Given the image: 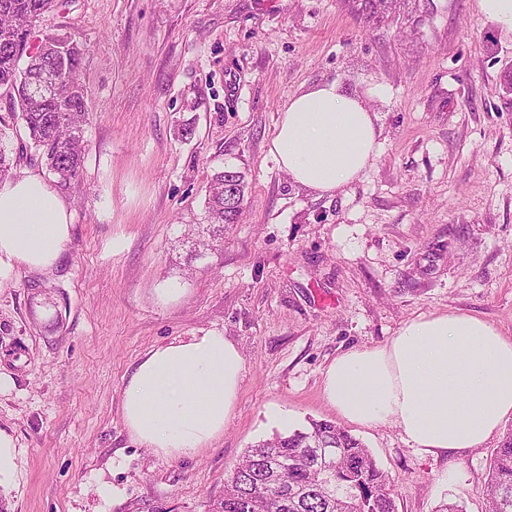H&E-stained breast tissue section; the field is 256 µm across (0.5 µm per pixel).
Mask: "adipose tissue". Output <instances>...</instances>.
<instances>
[{"label":"adipose tissue","mask_w":512,"mask_h":512,"mask_svg":"<svg viewBox=\"0 0 512 512\" xmlns=\"http://www.w3.org/2000/svg\"><path fill=\"white\" fill-rule=\"evenodd\" d=\"M366 98L325 82L288 101L268 154L295 186L336 195L375 158ZM70 240L68 205L42 174L0 182V274L53 272ZM243 370L240 349L217 330L154 347L122 390L129 435L163 458L197 455L223 435ZM323 393L349 422L397 425L421 454L475 448L512 417V338L470 314L420 315L384 344L337 356Z\"/></svg>","instance_id":"obj_1"}]
</instances>
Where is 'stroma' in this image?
I'll list each match as a JSON object with an SVG mask.
<instances>
[{"instance_id":"1","label":"stroma","mask_w":512,"mask_h":512,"mask_svg":"<svg viewBox=\"0 0 512 512\" xmlns=\"http://www.w3.org/2000/svg\"><path fill=\"white\" fill-rule=\"evenodd\" d=\"M372 30L343 0H64L31 44L81 51L86 154L66 192L71 241L50 274L0 277V429L17 447L5 512H208L246 448L310 420L339 421L323 374L421 314L468 313L512 337V33L476 0H411ZM371 100L377 157L333 197L296 187L267 153L301 89ZM190 124L193 133L176 137ZM12 172L44 171L0 92ZM246 176L244 214L194 257L211 175ZM54 329H47V321ZM219 330L245 372L224 434L168 459L130 437L121 392L149 350ZM388 473L397 512L441 501L484 512L481 447L415 451L393 425L347 423ZM117 488L113 497L103 487Z\"/></svg>"}]
</instances>
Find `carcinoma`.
I'll use <instances>...</instances> for the list:
<instances>
[{"label": "carcinoma", "instance_id": "carcinoma-1", "mask_svg": "<svg viewBox=\"0 0 512 512\" xmlns=\"http://www.w3.org/2000/svg\"><path fill=\"white\" fill-rule=\"evenodd\" d=\"M352 9L373 28L399 22L408 0H350ZM61 0H0V89L16 99L28 139L62 190L80 184L85 145L84 89L79 80L80 49L48 38L27 54L32 22ZM60 77L55 89L30 94L44 70ZM245 176L227 168L210 182L205 218L208 241L217 250L224 227L243 211ZM486 512H512V430L490 460ZM209 512H397L388 475L365 444L328 421L261 441L246 450L224 483V494Z\"/></svg>", "mask_w": 512, "mask_h": 512}]
</instances>
